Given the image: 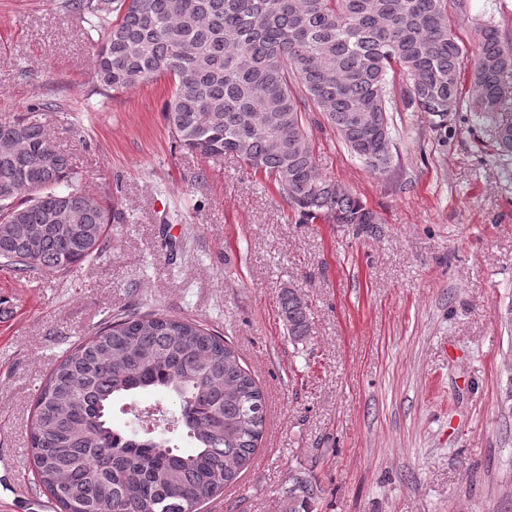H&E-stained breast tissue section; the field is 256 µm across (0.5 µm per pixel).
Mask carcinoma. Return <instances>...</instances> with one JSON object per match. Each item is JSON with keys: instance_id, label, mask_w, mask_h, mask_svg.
Instances as JSON below:
<instances>
[{"instance_id": "obj_1", "label": "carcinoma", "mask_w": 512, "mask_h": 512, "mask_svg": "<svg viewBox=\"0 0 512 512\" xmlns=\"http://www.w3.org/2000/svg\"><path fill=\"white\" fill-rule=\"evenodd\" d=\"M104 33L97 82L119 92L167 76L161 112L179 146L226 155L265 174L303 222L379 224L318 167L308 134L318 112L375 174L393 162L389 74L408 110L448 116L468 106L512 154V41L480 23L474 50L452 15L469 0H66ZM34 106L0 123V265L64 274L102 252L112 207L87 195L72 158L50 145ZM288 335H309L306 302L279 295ZM165 390L177 408L127 435L113 402ZM265 398L232 346L186 316L128 313L66 350L39 389L30 444L40 486L64 512H197L238 483L263 437ZM193 450L183 453L175 436ZM314 474L299 472L281 512H310Z\"/></svg>"}]
</instances>
